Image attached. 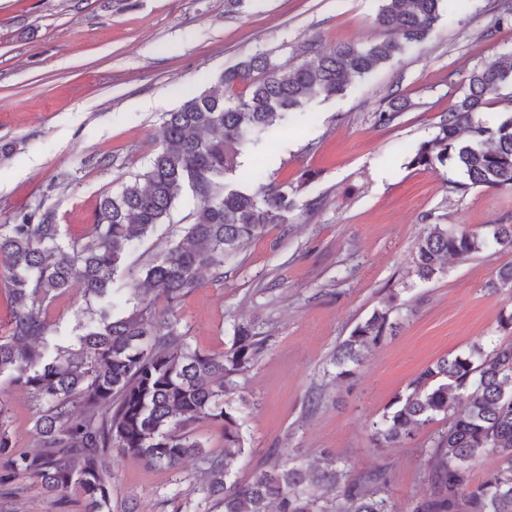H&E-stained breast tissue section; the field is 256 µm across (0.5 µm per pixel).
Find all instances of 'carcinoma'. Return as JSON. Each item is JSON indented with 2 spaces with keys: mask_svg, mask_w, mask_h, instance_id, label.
<instances>
[{
  "mask_svg": "<svg viewBox=\"0 0 512 512\" xmlns=\"http://www.w3.org/2000/svg\"><path fill=\"white\" fill-rule=\"evenodd\" d=\"M457 0H382L374 24L388 33L362 46L340 44L304 64L286 67L263 53L224 72L219 86L185 100L161 123V146L149 165L121 191L105 195L86 242L65 240L57 213L39 203L0 224V274L9 316L0 331V373L27 390L37 405L36 449L18 453L0 404V471L39 482L45 492L79 491L88 512L111 507L112 474L99 463L109 450L122 457L176 469L198 456L208 496L224 512H391L382 496L383 471L347 482L329 465L312 471L274 457L241 482L235 473L245 453L238 409L229 396L267 344L249 322L232 326V343L217 352L191 348L175 310L200 286L207 270L224 278V259L285 224L295 207L288 186L264 182L254 168L245 181L228 179L239 158L280 121L304 111L312 98H331L356 78L391 60L404 45L432 30L442 5ZM512 52L474 70L462 95L434 135L411 154V168L446 166L450 189H512V113L489 126L478 117L506 84ZM189 190L199 206L183 239L146 267V295L121 316L92 303L112 294L126 255L165 222L178 196ZM490 248L512 250V224L479 230L431 224L415 247V275L433 279L449 258ZM81 289L90 318L80 325L79 348L49 351L47 304ZM164 307L158 308V302ZM393 299L381 302L336 348V377L356 375L384 337L399 328ZM465 396L463 407L457 399ZM446 421L433 441L430 481L435 495L413 512H512V343L490 342L445 357L412 379L372 423L374 448H396L414 432ZM220 429L224 453L209 454L194 428ZM498 465L470 486L472 465L487 453Z\"/></svg>",
  "mask_w": 512,
  "mask_h": 512,
  "instance_id": "1",
  "label": "carcinoma"
}]
</instances>
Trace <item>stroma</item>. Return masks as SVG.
Returning <instances> with one entry per match:
<instances>
[{
    "instance_id": "stroma-1",
    "label": "stroma",
    "mask_w": 512,
    "mask_h": 512,
    "mask_svg": "<svg viewBox=\"0 0 512 512\" xmlns=\"http://www.w3.org/2000/svg\"><path fill=\"white\" fill-rule=\"evenodd\" d=\"M380 0H0V222L36 203L54 208L64 237L88 239L101 197L143 170L158 147L162 113L214 85L224 71L264 52L281 65L311 61L339 44L384 38L373 23ZM512 51V0H466L422 42L356 79L330 99L308 102L267 143L242 159L267 179L295 188L284 224L224 265L223 280L202 284L178 309L179 328L203 351L228 348L246 318L267 349L240 393L247 455L237 477L279 453L293 463H334L347 477L384 471L395 512L430 498V423L401 448H375L369 428L417 374L440 358L489 340L512 311V289H488L512 251L448 259L442 273H413L415 245L430 224L470 229L512 224V189L450 192L447 168L418 170L409 152L432 136L472 71ZM407 108L388 125L376 114L391 96ZM112 157L108 168L90 157ZM198 207L182 191L165 224L128 254L113 287L118 309L145 266L177 243ZM396 296L402 324L340 380L332 355L382 299ZM89 313L77 292L47 309L52 346L77 345ZM0 404L18 452L33 450L37 408L10 373ZM110 512H223L207 498L201 463L151 468L108 452ZM0 512H85L77 491L50 495L32 480L0 477Z\"/></svg>"
}]
</instances>
